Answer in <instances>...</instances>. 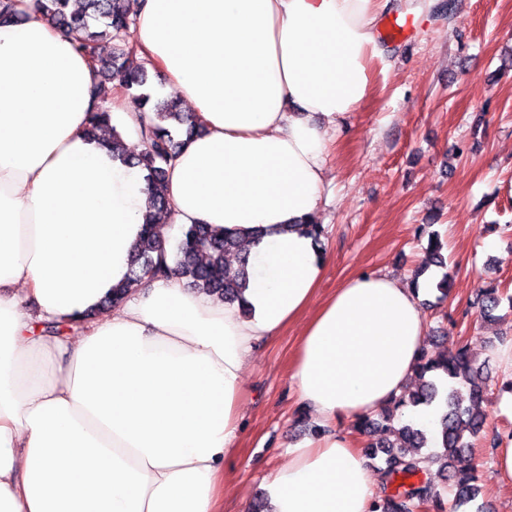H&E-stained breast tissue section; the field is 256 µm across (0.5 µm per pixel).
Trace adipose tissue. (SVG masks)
Here are the masks:
<instances>
[{
	"label": "adipose tissue",
	"instance_id": "adipose-tissue-1",
	"mask_svg": "<svg viewBox=\"0 0 512 512\" xmlns=\"http://www.w3.org/2000/svg\"><path fill=\"white\" fill-rule=\"evenodd\" d=\"M389 0H135V43L206 127L168 169L163 237L261 226L252 309L172 275L101 302L130 269L142 170L86 134L95 75L36 0L0 25V512H223L243 369L303 321L291 378L322 431L289 447L268 512H371L344 427L398 397L426 324L410 283L355 273L323 303L318 216L328 130L369 93ZM36 314H29L28 305ZM96 311L77 333L52 321Z\"/></svg>",
	"mask_w": 512,
	"mask_h": 512
}]
</instances>
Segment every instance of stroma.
Returning <instances> with one entry per match:
<instances>
[{"instance_id": "35a3bbf8", "label": "stroma", "mask_w": 512, "mask_h": 512, "mask_svg": "<svg viewBox=\"0 0 512 512\" xmlns=\"http://www.w3.org/2000/svg\"><path fill=\"white\" fill-rule=\"evenodd\" d=\"M420 4L412 39H380L369 96L347 113L329 144L318 221L330 257L317 292L330 295L350 274L410 280L429 231L444 245L450 297L419 306L441 351L465 337L477 362L499 374L512 341V313L479 315L484 281L512 294V0H390L385 18ZM302 322L259 341L244 368L236 458L226 472L224 512H252L288 447L307 435L290 378ZM486 435L472 452L480 503L512 512V479L501 476L489 435L512 432V405L487 406Z\"/></svg>"}]
</instances>
